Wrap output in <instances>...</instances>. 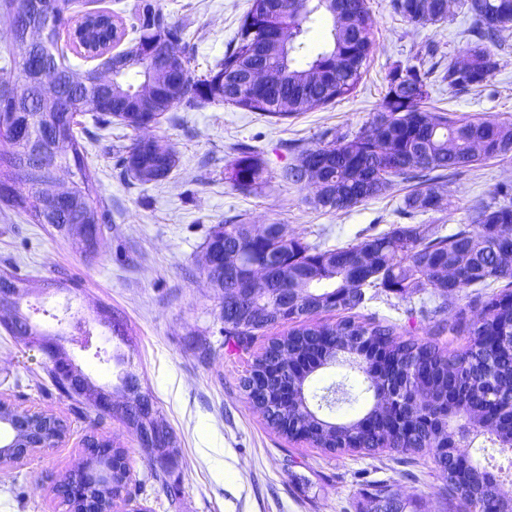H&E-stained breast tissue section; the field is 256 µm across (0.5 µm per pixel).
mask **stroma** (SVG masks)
I'll list each match as a JSON object with an SVG mask.
<instances>
[{
    "label": "stroma",
    "mask_w": 512,
    "mask_h": 512,
    "mask_svg": "<svg viewBox=\"0 0 512 512\" xmlns=\"http://www.w3.org/2000/svg\"><path fill=\"white\" fill-rule=\"evenodd\" d=\"M171 22L184 27L194 46L192 76L207 73L235 35L249 0H159ZM373 48L352 95L322 108L278 120L261 112L211 104L181 107L154 127L135 130L120 122L103 126L91 114L79 117L78 131L100 197L111 210L94 258L76 253L46 224L30 223L0 202V271L27 277L22 301L33 322L61 333L62 344L99 384L115 383L120 371L139 375L152 396L160 423L173 430L182 450L169 478L176 496L158 492L150 480L152 462L135 432L101 417L86 405L60 395L45 372L46 359L26 340L0 326V396L16 405L60 416L67 432L62 444L32 460L0 470V512H68L55 487L79 459L87 436L121 442L128 450L130 486L144 512H364L382 481L394 483L416 512H468L442 492L444 481L429 457L384 448L369 455L333 453L288 440L268 426L242 389V379L260 344L251 352L231 351L220 320L222 295L200 271L209 230L239 218L254 228L277 221L288 235L322 248L346 247L400 223L399 207L411 182L397 180L384 194L350 209L328 212L312 202L313 192L288 182L286 166L296 148L321 145L324 130L355 132L368 124L396 67L423 65L435 80L428 107L457 119L491 118L512 125V31L495 47L500 65L485 88L459 93L442 82L449 64L462 61L472 42V19L464 0H449L447 18L409 22L391 0H368ZM152 140L174 149L179 164L160 182L141 183L120 163L128 147ZM261 152L268 180L254 193L237 191L224 177L239 144ZM512 182V153L458 170L445 180L437 210L412 223L426 232L450 234L472 223L477 209L491 202L498 183ZM49 279L73 287H46ZM365 313L400 330L425 335L429 323L419 313L417 293L401 300L381 288L368 291ZM118 312L125 335L111 337L115 358L99 363L92 351L71 345L65 312L104 325L100 309ZM345 383L355 396L338 409L341 417L359 413L370 401L363 374L346 366L325 371L318 386Z\"/></svg>",
    "instance_id": "obj_1"
}]
</instances>
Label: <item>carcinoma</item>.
<instances>
[{"label":"carcinoma","instance_id":"cac0c4a2","mask_svg":"<svg viewBox=\"0 0 512 512\" xmlns=\"http://www.w3.org/2000/svg\"><path fill=\"white\" fill-rule=\"evenodd\" d=\"M478 43L464 49L463 65H448L442 81L467 92L486 86L499 60L486 44H498L512 28V0H466ZM74 0H63L55 10L56 24L48 45L40 47L26 64L10 69L0 86L19 85L21 72L36 63L47 64L60 74L56 93L70 102L71 115L54 112L47 124L49 107L43 94L25 84L19 100L0 101L6 131L16 127L57 131L55 151L71 170L73 180L66 203L57 212L42 207L41 189L16 165L14 154L0 152V183H11L15 193L3 201L21 210L33 224H48L73 242L86 257L94 256L100 225L107 223L108 207L100 200L87 163L85 146L75 131L73 114L91 112L109 125L116 119L135 127L136 114L166 113L179 105L187 109L201 104L233 105L248 112H264L278 119L315 107L327 106L350 95L362 78L372 48V19L367 0H250V7L224 52L208 72L185 83L168 86L146 58L150 46L167 42L177 47L184 64L193 53L184 30L169 21L156 0H140L123 17L107 9L80 10L69 15ZM392 8L411 22L439 21L448 14V0H392ZM323 14L331 19L327 48L304 54L308 23ZM69 30V41L59 45L60 31ZM288 32V40L277 33ZM95 65L72 63L71 57ZM112 97L99 98L88 84L90 77L109 65ZM270 73L267 83L255 75ZM430 98L429 71L422 66L395 68L379 112L354 134L332 135L331 144L297 150L295 163L284 173L294 185L314 188L313 203L327 210H345L377 197L394 179L416 181L419 188L404 196L403 211L409 216L438 207L439 181L456 170L512 152V126L491 119L453 118L426 108ZM177 166L176 153L155 143L138 140L125 157V169L142 182L161 181ZM225 179L250 194L267 180L263 159L251 147L241 145L225 169ZM276 231L261 237L252 226L239 221L218 224L204 243L203 273L214 280L224 276V300L220 319L224 342L242 351L259 332L293 324L286 334L271 339L257 355L242 387L253 406L277 432L290 437L304 434L310 444L327 451L390 448L403 455L428 453L445 478L448 495L470 512H485L490 502L504 500L500 492L503 466L489 463L487 470L464 466L449 444L448 429L457 427L512 450V186L497 188L495 201L479 209L471 224H459L448 235L429 236L420 227L393 224L382 233L358 244L321 249ZM275 252L265 281L252 283L234 278L251 263ZM456 272L448 281V267ZM314 283H309V280ZM479 292L474 304L459 308L453 322L437 318L467 288H491ZM384 288L405 299L415 292H429L441 299L433 309L421 307V316L433 322L429 336L401 334L387 321L358 313L366 301V288ZM297 289L295 301L285 307L281 296ZM343 311L336 323L304 321L323 313ZM460 336L459 351L441 349L436 337ZM344 356L361 365L377 393L373 404L360 416L333 422L320 416L350 401L347 389L330 385L322 394L301 397L309 379ZM48 375L57 391L76 402H88L102 410L90 396L61 378L48 364ZM423 390L429 405L411 404L413 392ZM127 422L126 416L108 414ZM127 451L112 446V478L102 488L92 479L96 458L83 449L76 469L63 483L82 474L80 487L102 500L108 495H127L130 474ZM494 476H488V472ZM393 507L406 512L396 498L394 484H379L365 512Z\"/></svg>","mask_w":512,"mask_h":512}]
</instances>
